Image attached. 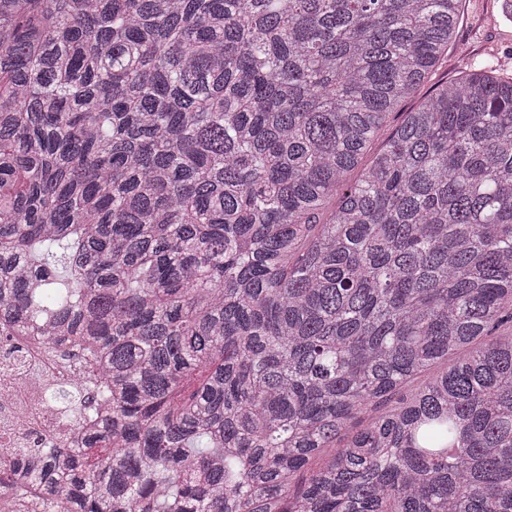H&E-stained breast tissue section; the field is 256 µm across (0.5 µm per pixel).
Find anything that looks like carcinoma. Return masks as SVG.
<instances>
[{
  "label": "carcinoma",
  "instance_id": "1",
  "mask_svg": "<svg viewBox=\"0 0 512 512\" xmlns=\"http://www.w3.org/2000/svg\"><path fill=\"white\" fill-rule=\"evenodd\" d=\"M462 0H0V337L97 415L42 512H512V78ZM424 383L413 389L419 379ZM463 15L458 27V38L454 46L448 48V59L445 58L441 68L436 70V74L426 85L420 89L418 94L408 99L404 104V111L415 107L423 94L431 84L443 79L448 82L461 76V72L466 69L470 62L475 65H487L489 68L503 72L505 75L512 76V34L509 38H498L496 29L512 33V22L510 27L501 24L499 26H482L479 28L480 41H476L472 36V30L477 25L479 13L475 0H463ZM458 44L460 48L458 47ZM466 49V53H462ZM468 59L467 60V57ZM448 74V76H447Z\"/></svg>",
  "mask_w": 512,
  "mask_h": 512
}]
</instances>
